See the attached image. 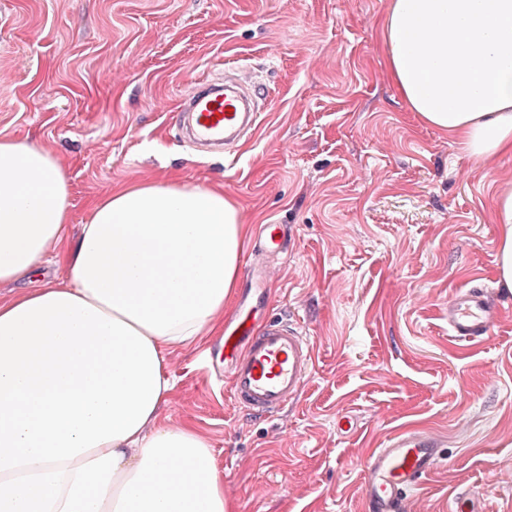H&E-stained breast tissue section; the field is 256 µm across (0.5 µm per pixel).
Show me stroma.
Listing matches in <instances>:
<instances>
[{"instance_id": "35a3bbf8", "label": "stroma", "mask_w": 512, "mask_h": 512, "mask_svg": "<svg viewBox=\"0 0 512 512\" xmlns=\"http://www.w3.org/2000/svg\"><path fill=\"white\" fill-rule=\"evenodd\" d=\"M390 0H0V136L66 161L70 234L119 183L220 187L252 246L295 247L237 316L304 326L314 367L275 417L237 409L223 337L179 349L162 419L205 432L235 512H362L364 462L394 431L445 441L409 512H512V291L499 283L495 196L512 155L476 160L411 112L389 80ZM253 77L259 125L233 170L180 137L195 83ZM500 303L491 333L448 336L472 279ZM353 427L338 429L341 418ZM288 224H263L255 251L258 255L288 261Z\"/></svg>"}]
</instances>
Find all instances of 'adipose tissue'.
Returning <instances> with one entry per match:
<instances>
[{
	"label": "adipose tissue",
	"instance_id": "adipose-tissue-1",
	"mask_svg": "<svg viewBox=\"0 0 512 512\" xmlns=\"http://www.w3.org/2000/svg\"><path fill=\"white\" fill-rule=\"evenodd\" d=\"M388 73L470 156L512 155V0H391ZM52 150L0 138V512H234L211 444L161 421L172 351L233 312L245 226L223 191L119 185L69 236ZM512 290V188L495 198ZM64 279L40 284L46 261Z\"/></svg>",
	"mask_w": 512,
	"mask_h": 512
}]
</instances>
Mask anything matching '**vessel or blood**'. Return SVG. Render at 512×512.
I'll list each match as a JSON object with an SVG mask.
<instances>
[{"label":"vessel or blood","mask_w":512,"mask_h":512,"mask_svg":"<svg viewBox=\"0 0 512 512\" xmlns=\"http://www.w3.org/2000/svg\"><path fill=\"white\" fill-rule=\"evenodd\" d=\"M251 92L236 75L223 81L199 82L188 110L193 143L206 146L234 140L243 127H257L259 115L249 108ZM258 254L287 259L288 227L262 225ZM499 317V305L486 289H457L448 301V335L458 343L488 336ZM224 358L230 364L232 398L242 411L272 417L296 400L313 369V347L302 326L270 319L254 327L240 320L224 333ZM446 459L436 433L407 427L391 433L365 463L366 512H406L422 481Z\"/></svg>","instance_id":"vessel-or-blood-1"}]
</instances>
